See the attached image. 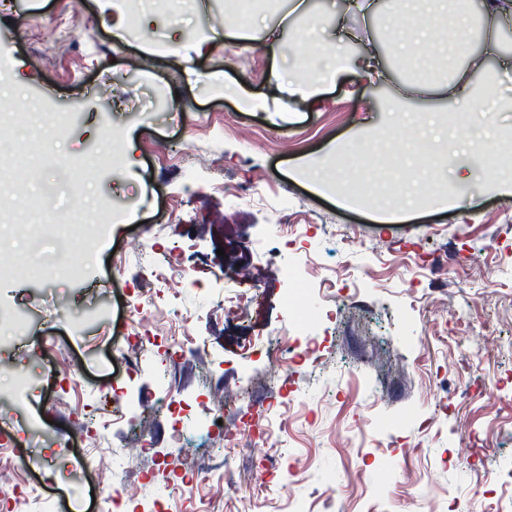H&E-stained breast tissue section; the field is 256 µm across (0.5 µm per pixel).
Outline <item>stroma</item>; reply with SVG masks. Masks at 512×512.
Masks as SVG:
<instances>
[{"instance_id": "obj_1", "label": "stroma", "mask_w": 512, "mask_h": 512, "mask_svg": "<svg viewBox=\"0 0 512 512\" xmlns=\"http://www.w3.org/2000/svg\"><path fill=\"white\" fill-rule=\"evenodd\" d=\"M347 0H275L242 11L248 39L225 35V0H165L141 27L125 0H0V55L24 77L0 83L12 112H39V146L26 150L21 181L0 183V207L45 220L43 201L69 221L97 215L106 243L92 256L62 253L55 237L34 239L13 224L0 253V494L11 512H41L25 486L37 482L64 512H91L93 475L78 490L62 478L58 441L73 453L108 455L130 425L151 436L148 453L130 449L122 474L141 498L176 472L206 466L199 484L177 489L189 512H512V196L484 182L459 183L460 168L484 157L439 151L424 131L438 118L456 140L473 137L464 112L421 109L438 44L401 47L385 18L346 10ZM322 24L310 29L308 17ZM184 32L170 38L172 26ZM283 29L271 45L266 29ZM372 45L391 79L372 88L354 72L325 83L317 101L290 106L278 83L294 79L327 47ZM148 56L144 70L132 58ZM237 84L259 106L225 96ZM112 157L111 165L99 158ZM338 165L342 205L318 193L305 163ZM263 179L287 187L305 224L322 225L306 246L313 265L335 274L347 303L319 324V347L273 369L253 346L277 337L290 350L298 317L333 304L320 290L288 305L293 257L281 248L264 203L212 192V178ZM398 181L392 205L418 207L380 220L364 185ZM459 195L441 210L437 189ZM127 221L113 224V206ZM153 237L138 246L142 225ZM120 256L115 274L110 256ZM74 266L62 278L61 265ZM263 292L260 306L225 311L238 272ZM151 304L147 329L157 345L134 362L112 357L127 334L132 300ZM473 330L450 347L461 325ZM33 381L24 406L10 397ZM294 398L268 402L276 387ZM239 396L224 417L232 428L257 416L275 434L261 451L236 437H194L213 396ZM190 400L171 416L160 399ZM189 432L180 452L176 426ZM483 442L469 462L454 456L462 431ZM41 466L25 473L17 456Z\"/></svg>"}]
</instances>
